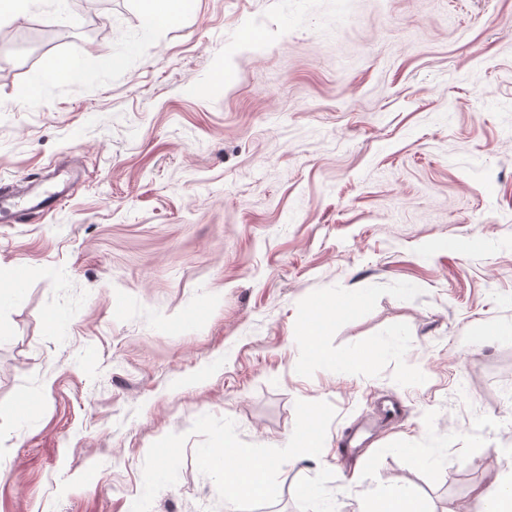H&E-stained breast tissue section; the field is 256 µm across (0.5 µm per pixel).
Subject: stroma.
Returning a JSON list of instances; mask_svg holds the SVG:
<instances>
[{
	"instance_id": "obj_1",
	"label": "stroma",
	"mask_w": 512,
	"mask_h": 512,
	"mask_svg": "<svg viewBox=\"0 0 512 512\" xmlns=\"http://www.w3.org/2000/svg\"><path fill=\"white\" fill-rule=\"evenodd\" d=\"M108 2L30 0L52 40L0 43V180L78 166L0 223V512H131L170 433L151 512H234L194 420L282 447L299 400L335 417L281 512L393 483L474 512L512 479V0H191L149 29Z\"/></svg>"
}]
</instances>
